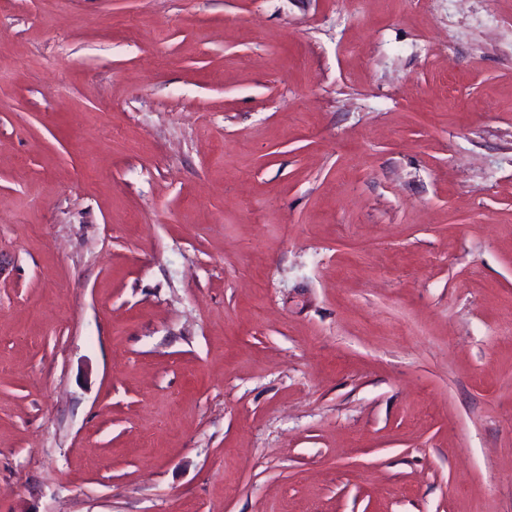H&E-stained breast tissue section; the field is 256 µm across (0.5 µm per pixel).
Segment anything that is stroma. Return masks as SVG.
<instances>
[{
	"instance_id": "obj_1",
	"label": "stroma",
	"mask_w": 512,
	"mask_h": 512,
	"mask_svg": "<svg viewBox=\"0 0 512 512\" xmlns=\"http://www.w3.org/2000/svg\"><path fill=\"white\" fill-rule=\"evenodd\" d=\"M0 512H512V0H0Z\"/></svg>"
}]
</instances>
